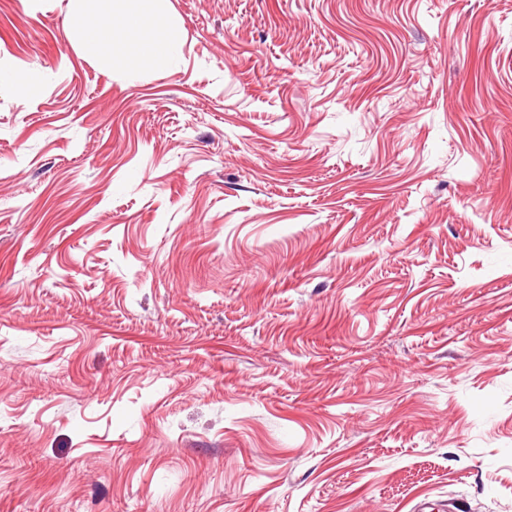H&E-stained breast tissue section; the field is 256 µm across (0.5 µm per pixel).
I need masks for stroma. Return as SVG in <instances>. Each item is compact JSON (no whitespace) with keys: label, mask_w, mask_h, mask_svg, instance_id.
<instances>
[{"label":"stroma","mask_w":512,"mask_h":512,"mask_svg":"<svg viewBox=\"0 0 512 512\" xmlns=\"http://www.w3.org/2000/svg\"><path fill=\"white\" fill-rule=\"evenodd\" d=\"M0 0V512H512V0ZM164 0H75L74 22L79 25H93L99 28H105L117 31L119 34L127 31L136 32L134 40H125L123 38L114 39L104 45L90 44L87 47L89 53L93 55H103L112 59V43L118 42L130 47L133 41L136 46L132 51V59L136 64H149L153 62L160 54L172 55L176 46L172 35H169L165 45L159 44L155 39L147 34L141 26V22L146 17L153 16L160 20L163 16ZM119 19L120 24L115 25V20Z\"/></svg>","instance_id":"obj_1"}]
</instances>
